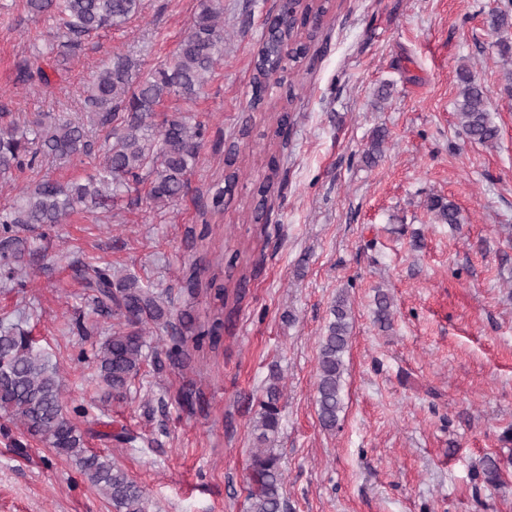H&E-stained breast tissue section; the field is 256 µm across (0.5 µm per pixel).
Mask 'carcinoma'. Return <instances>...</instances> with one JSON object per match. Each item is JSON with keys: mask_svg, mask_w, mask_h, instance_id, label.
Returning a JSON list of instances; mask_svg holds the SVG:
<instances>
[{"mask_svg": "<svg viewBox=\"0 0 512 512\" xmlns=\"http://www.w3.org/2000/svg\"><path fill=\"white\" fill-rule=\"evenodd\" d=\"M142 0H26L33 17L48 14L55 29L44 36L47 50L24 60L20 76L50 87L60 73L53 56L55 42L68 52H80L93 34L118 30L141 11ZM333 0H289L268 15L254 60L251 96L253 108L268 96L275 74L293 75L313 58L311 50L322 28L308 29L298 17L313 15L325 21ZM223 0H199L198 11L188 33L177 43L170 58L139 76L136 62L121 53L112 56L84 90V112L76 119L58 112H39L23 123L0 113V182L10 180L25 169L37 173L48 159H69L95 154L93 137L104 134L102 158L95 173L83 183L63 185L41 180L29 194L0 208V280L25 287L19 278L23 248L19 233L33 224H62L80 208L99 206L123 194L139 192L148 185L146 199L157 210L169 209L185 194L190 174L198 164L205 126L180 110L158 119L157 108L169 98L190 102L196 99L207 77L224 59ZM293 45L282 55L285 43ZM463 87L457 114L465 136L472 142L492 144L499 136L490 117V102L467 70L461 72ZM293 82H288L286 103L271 106L269 127L261 134L267 140L270 174L256 183L242 203L243 223L268 222V198L275 191L279 169L275 141L287 142L292 125ZM239 143L228 147L224 187L217 190L213 206L220 209L224 195L232 193L239 180ZM428 209L444 224L460 223L457 208L449 201L433 197ZM242 253L224 261L218 255L211 262V275L201 282V271L190 264L182 271L181 288L189 295L205 287L209 305L204 316L179 312L171 298L142 285L131 276H121L110 265L81 264L75 278L92 293L96 310L112 315V335L93 354L100 383L112 397H123L146 361L148 337L153 332L169 333L167 359L184 364L188 350L208 345L216 350L224 335V308L229 300H239L247 284L246 269L238 268ZM375 322L382 329L391 325V299L378 292ZM351 333V309L344 294L330 306V321L322 337L316 382V405L321 426L336 428L343 408L342 377ZM280 376L273 372L265 388V399L253 421L259 447L252 454L248 475L246 512H280L283 472L272 442L280 428ZM65 383L57 364L36 343L16 327L0 319V418L61 457L75 459L82 474L110 501L113 512H149L145 491L128 474L102 455L86 448L85 433L64 412ZM107 441L133 445L137 437L125 429L98 431Z\"/></svg>", "mask_w": 512, "mask_h": 512, "instance_id": "carcinoma-1", "label": "carcinoma"}]
</instances>
